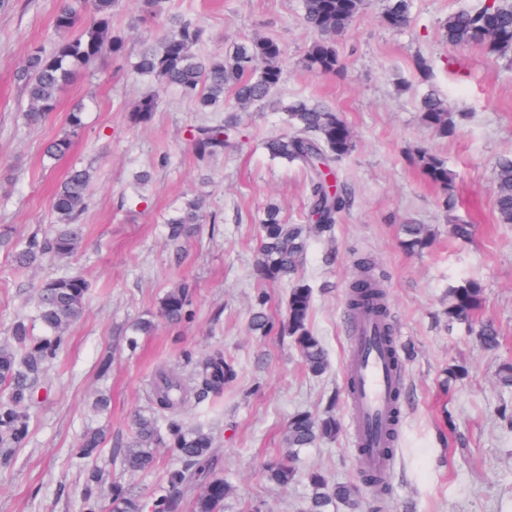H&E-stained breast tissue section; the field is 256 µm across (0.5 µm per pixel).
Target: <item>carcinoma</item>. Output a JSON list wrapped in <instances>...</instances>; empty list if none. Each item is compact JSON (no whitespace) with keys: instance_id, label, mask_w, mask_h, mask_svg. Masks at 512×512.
Wrapping results in <instances>:
<instances>
[{"instance_id":"1","label":"carcinoma","mask_w":512,"mask_h":512,"mask_svg":"<svg viewBox=\"0 0 512 512\" xmlns=\"http://www.w3.org/2000/svg\"><path fill=\"white\" fill-rule=\"evenodd\" d=\"M370 0H302L303 20L317 34L303 65L320 75H339L344 64L336 49V36L368 7ZM123 0H61L53 19L55 39L51 52L34 48L28 55L20 78L30 125L43 122L57 109L61 90L86 72L105 55L121 59L127 37L112 29V15ZM166 0H139L137 22L152 26L160 20L162 33L146 44L133 63L134 70L154 79L162 87H175L194 101L202 112H224L222 118L206 119L189 130V143L201 160L238 146L236 108L260 107L284 79L287 58L282 44L273 37L244 40L223 54L203 57L195 47L205 39L201 21L186 15L165 18ZM410 20V0H388L381 21L390 30L404 28ZM444 40L453 46L480 47L490 57L512 53V0H494L475 11L459 10L442 24ZM230 91L233 105L224 101ZM158 108L156 95L141 97L126 113L129 126L148 123ZM422 121L434 135H456L461 116L450 111L447 99L434 92L420 101ZM291 134L270 138L265 143L270 156L299 165L309 175L308 205L311 224H290L274 205L267 207L258 224V277L289 286L282 317L268 313V297L257 293L249 318L255 336H286L298 352L306 370L314 376L328 368L323 341L310 325L314 288L301 276L311 238L329 233L337 215L351 200L347 184L338 180L336 163L354 148L353 134L341 113L307 99H297L287 108ZM85 129L81 107L68 113L66 128L52 140L43 158L55 163L64 158ZM416 166L441 191V203L453 204L454 176L448 163L430 149L417 150ZM92 174L72 167L56 188L51 210L56 224L50 233H33L16 239L8 228L0 230V249L11 255L14 266L26 269L48 256L75 255L84 238L82 214L88 207ZM493 200L497 220L512 224V156L497 158L493 174ZM201 203L190 201L165 225V240L175 254L195 237L200 224ZM401 244L410 253H421L431 244L425 224L401 225ZM360 273L350 282L346 304L354 311L370 305L375 309L381 335L392 338L387 297L371 273L368 260L360 262ZM90 283L79 274L59 276L42 283L35 294L32 318H17L8 341L0 343V473L14 469L17 452L30 439L31 420L42 400L45 379L69 342V329L85 313ZM192 285L178 283L161 298L156 317L180 326L192 319ZM484 288L474 279L464 280L448 291V325H464L474 333L480 346L495 351L501 345L498 326L491 320H477L483 307ZM183 363L191 367L189 378L160 367L154 374L147 399L149 409L138 414L130 435L115 461L121 476L105 484L97 460L103 446V430H86L70 449L82 464L79 512H224V501L232 490L224 479V464L211 433L203 426L191 427L183 419L189 405L201 406L224 395L237 379L234 361L221 348L204 352L184 351ZM332 395L321 413L297 410L288 418L285 444L288 455L271 457L264 463L267 478L277 486L290 487L306 480L308 495L304 512H335L336 505H352L356 486L333 482L319 471L302 473L298 453L319 440L334 439L340 430ZM167 449L172 463L161 485L145 494H135L122 480L124 475L153 469L157 451Z\"/></svg>"}]
</instances>
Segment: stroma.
Instances as JSON below:
<instances>
[{
    "mask_svg": "<svg viewBox=\"0 0 512 512\" xmlns=\"http://www.w3.org/2000/svg\"><path fill=\"white\" fill-rule=\"evenodd\" d=\"M484 2L412 0L409 25L393 31L381 22L386 0H371L336 39L345 71L320 77L302 64L315 34L303 23L301 0H167L168 13L194 15L206 28L197 53L272 36L288 61L269 102L240 112L242 150L201 161L188 133L202 113L178 90L159 87L130 67L144 40L155 35L154 28L138 25L136 0H126L112 18L113 29L127 36L126 57L104 58L80 74L37 126L23 120L19 74L34 46L51 47L60 0H0V225L11 226L18 238L50 228L56 222L50 196L67 170L76 165L93 175L81 217L85 238L74 256L19 271L0 250V342L18 316L32 314L42 282L78 272L92 285L85 315L71 326L70 343L49 373V394L31 423L30 441L14 470L0 474V512H78L82 474L69 450L83 430L107 427L98 464L114 469L118 442L147 408L155 369L165 364L188 374L181 351L217 346L237 363L238 378L219 408L190 407L183 417L205 423L224 457L233 488L224 512H301L304 484L283 489L270 483L263 461L284 452L294 411H323L335 392L341 432L303 449L300 467L356 485L358 507L340 504L336 512H512V431L498 421L501 406L512 405V391L499 389L494 379L499 363L512 358V224L498 223L492 197L493 163L512 152V54L490 58L475 46L449 45L441 35L449 14ZM419 56L428 59V74L415 70ZM431 90L447 98L451 111L466 113L457 136L439 139L424 127L419 101ZM148 93L157 94V111L148 124L130 127L127 110ZM295 98L342 113L355 138L337 167L352 204L331 233L311 240L303 266L315 289L310 323L329 359L319 377L306 370L288 339H260L248 329L258 291L267 293L275 314L284 312L287 299L284 285L254 276L259 215L274 203L288 223L309 218L306 173L264 147L289 133L282 107ZM78 104L85 110L82 137L56 165L44 164L46 144ZM423 146L444 157L455 175L452 210L442 208L439 190L412 161ZM196 195L204 198L203 220L178 256L165 242L164 224ZM454 223L474 225L470 243L451 234ZM404 224L430 225L433 245L407 253L400 244ZM364 256L375 264L407 355L406 406L382 499L359 483L342 396L349 356L341 323L346 286ZM185 279L196 285L194 320L178 328L157 323L129 347L130 324L152 317L165 292ZM463 279L482 283L480 316L498 324L501 349L486 351L465 326H449L448 290ZM107 357L112 369L104 375L99 364ZM452 365L462 367L460 380H449ZM100 392L111 397L105 415L93 407ZM448 413L457 427L453 437L444 434Z\"/></svg>",
    "mask_w": 512,
    "mask_h": 512,
    "instance_id": "stroma-1",
    "label": "stroma"
}]
</instances>
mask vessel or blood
<instances>
[{
  "mask_svg": "<svg viewBox=\"0 0 512 512\" xmlns=\"http://www.w3.org/2000/svg\"><path fill=\"white\" fill-rule=\"evenodd\" d=\"M349 359L345 371L351 414L352 446L365 470L385 474L393 460L386 451V429L401 377L392 368L390 350L372 310L359 313L347 330Z\"/></svg>",
  "mask_w": 512,
  "mask_h": 512,
  "instance_id": "1",
  "label": "vessel or blood"
}]
</instances>
